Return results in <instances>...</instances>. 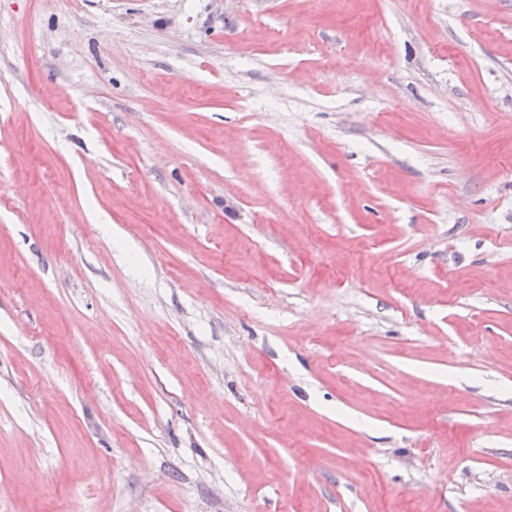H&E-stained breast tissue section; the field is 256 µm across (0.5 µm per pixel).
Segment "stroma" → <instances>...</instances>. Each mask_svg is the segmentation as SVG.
I'll return each instance as SVG.
<instances>
[{"label": "stroma", "instance_id": "obj_1", "mask_svg": "<svg viewBox=\"0 0 512 512\" xmlns=\"http://www.w3.org/2000/svg\"><path fill=\"white\" fill-rule=\"evenodd\" d=\"M0 512H512V0H0Z\"/></svg>", "mask_w": 512, "mask_h": 512}]
</instances>
